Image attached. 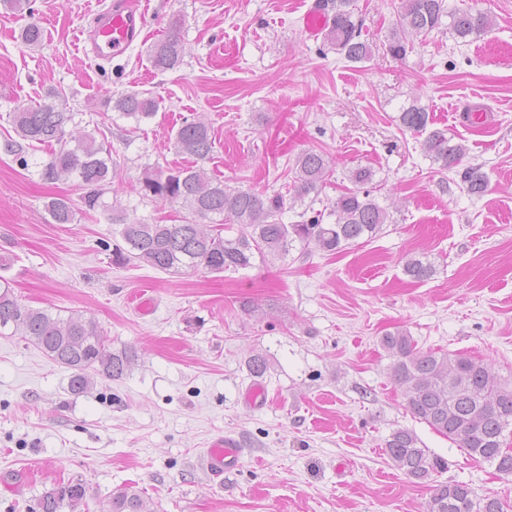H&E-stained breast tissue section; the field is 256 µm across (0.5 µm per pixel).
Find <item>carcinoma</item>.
Returning <instances> with one entry per match:
<instances>
[{
  "label": "carcinoma",
  "mask_w": 512,
  "mask_h": 512,
  "mask_svg": "<svg viewBox=\"0 0 512 512\" xmlns=\"http://www.w3.org/2000/svg\"><path fill=\"white\" fill-rule=\"evenodd\" d=\"M313 9L327 18L323 45L349 62L370 58L372 45L362 38V20L355 15L354 0H315ZM448 18V29L458 39L490 32L494 23L486 13L449 9L446 0H400L397 17L384 47L393 58L406 57L415 39L429 35ZM182 19L174 17L169 32L151 45L149 61L159 70L180 66L183 45ZM22 41L31 49L41 46L43 30L29 23L21 31ZM112 110L120 117L138 124L156 116L158 102L140 91H124L110 98ZM75 113L66 112L57 103V93H48L43 101L13 113L17 138L10 140L7 151L25 164V154L34 144L52 148L51 160L41 170L45 181L62 177L77 178L85 194L88 210L102 207L104 187L117 175L118 161L112 148L87 134L70 145L72 134L66 127ZM426 108L412 105L399 116L407 130L423 132L428 125ZM214 140L204 118H186L178 127L174 146L192 157V164L180 168L159 166L144 169L138 193L154 202L179 203L191 215L182 224H157L129 217L118 197L110 205L112 223L119 226L123 245L112 251V262L147 266L163 272L196 271L211 273L236 271L251 267L255 256L276 259L288 254L292 243L313 244L325 252H340L354 242L372 237L387 223L389 213L371 196L366 186L375 173L368 167L349 171L352 187L336 197L329 212H319L308 220L286 224V208L305 203L319 191L332 172L327 156L305 150L297 156L292 194H269L253 189L232 187L210 174L203 163L210 159ZM423 150L441 170H455L462 190L470 196L484 195L488 176L480 167L462 166L466 147L451 143L448 132L431 131ZM46 210L56 224H70L75 213L63 198H52ZM219 216L222 222L203 228L202 222ZM404 272L416 281L435 273L433 264L421 258L405 262ZM13 328L39 347L51 360L71 370L70 389L78 394L91 385V374L120 378L134 361L132 351L114 350L107 343L95 320L59 314L24 305L14 295L9 283H0V329ZM381 345L393 358L391 377L403 389L412 416L434 431L458 444L467 454L495 467L496 472L512 476V448L503 446L504 432L512 427V388L502 384L483 363L439 351H422L403 330L388 331ZM385 451L394 465L408 477L426 480L444 467L442 460L419 446V439L409 429L393 431L385 442ZM86 488L80 481L59 483L41 501L42 512H71L85 504ZM109 512H145L138 491L131 487L112 493ZM426 512H505L504 504L494 494L476 496L466 483L435 486Z\"/></svg>",
  "instance_id": "cac0c4a2"
}]
</instances>
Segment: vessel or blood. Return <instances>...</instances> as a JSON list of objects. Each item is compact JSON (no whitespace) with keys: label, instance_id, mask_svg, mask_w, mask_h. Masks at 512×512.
<instances>
[{"label":"vessel or blood","instance_id":"1","mask_svg":"<svg viewBox=\"0 0 512 512\" xmlns=\"http://www.w3.org/2000/svg\"><path fill=\"white\" fill-rule=\"evenodd\" d=\"M146 11L134 0H114L111 8L100 12L88 34L90 50L95 58L109 60L124 55L140 36ZM244 455L237 438L221 436L207 448L204 458L207 470L216 476L236 469Z\"/></svg>","mask_w":512,"mask_h":512}]
</instances>
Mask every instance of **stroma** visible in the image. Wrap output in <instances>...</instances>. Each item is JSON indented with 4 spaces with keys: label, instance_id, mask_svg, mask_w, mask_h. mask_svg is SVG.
Masks as SVG:
<instances>
[{
    "label": "stroma",
    "instance_id": "obj_1",
    "mask_svg": "<svg viewBox=\"0 0 512 512\" xmlns=\"http://www.w3.org/2000/svg\"><path fill=\"white\" fill-rule=\"evenodd\" d=\"M148 2L139 41L108 63L78 43L95 0H33L27 20L0 8V278L22 304L94 319L113 348L135 353L126 376H94L76 395L71 369L0 330V512H40L68 479L84 483L88 512L125 486L148 512H425L433 485L454 482L512 505V476L413 418L380 343L403 330L420 349L482 361L512 387V0H447L488 13L493 30L465 43L436 30L402 60L384 47L398 0H355L373 48L362 63L305 28L314 0ZM174 15L182 63L162 72L147 49ZM29 21L44 30L35 50L20 38ZM51 89L75 115L73 134L105 132L121 166L113 188L135 218H187L136 188L144 167L189 164L172 136L197 112L214 140L206 166L230 185L286 192L296 156L313 149L334 162L314 209L367 166L391 221L335 254L296 242L282 259L221 274L114 264L108 214L85 209L76 180H42L49 149L29 151L23 166L4 148L10 113ZM131 89L158 100L154 118L113 121L106 99ZM414 103L487 173L483 196L464 192L426 157L424 134L401 126ZM476 107L482 120L465 121ZM51 196L68 200L73 223H53ZM411 256L427 257L434 275L407 276ZM253 353L268 361L263 376L247 366ZM256 384L265 405L245 399ZM399 428L447 469L427 481L397 470L385 442ZM221 435L245 453L217 478L203 454Z\"/></svg>",
    "mask_w": 512,
    "mask_h": 512
}]
</instances>
